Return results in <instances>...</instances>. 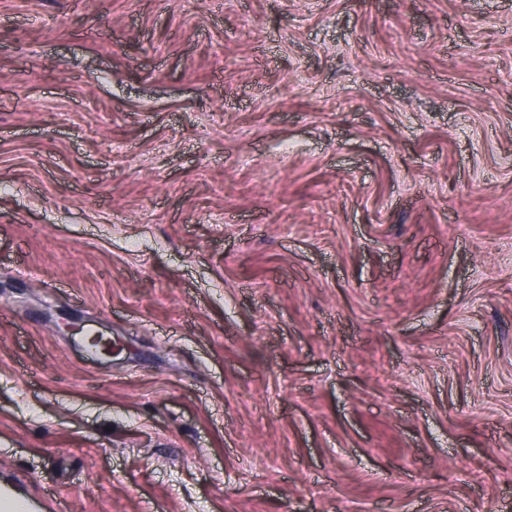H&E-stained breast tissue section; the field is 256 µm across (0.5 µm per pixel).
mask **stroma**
<instances>
[{
	"mask_svg": "<svg viewBox=\"0 0 512 512\" xmlns=\"http://www.w3.org/2000/svg\"><path fill=\"white\" fill-rule=\"evenodd\" d=\"M1 307L59 512H512V0H0Z\"/></svg>",
	"mask_w": 512,
	"mask_h": 512,
	"instance_id": "35a3bbf8",
	"label": "stroma"
}]
</instances>
